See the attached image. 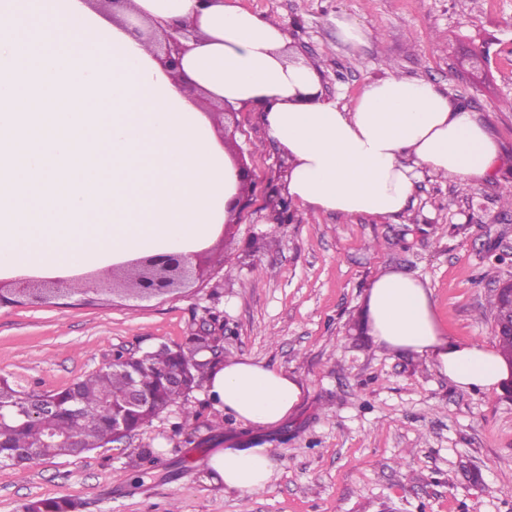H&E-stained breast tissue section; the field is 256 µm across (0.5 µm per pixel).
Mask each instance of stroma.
Listing matches in <instances>:
<instances>
[{"instance_id":"1","label":"stroma","mask_w":512,"mask_h":512,"mask_svg":"<svg viewBox=\"0 0 512 512\" xmlns=\"http://www.w3.org/2000/svg\"><path fill=\"white\" fill-rule=\"evenodd\" d=\"M278 21L291 55L321 74L323 101L351 107L369 82L395 73L431 82L479 112L504 162L476 186L423 174L394 219L314 212L291 203V161L260 109L245 106L220 135L252 174L245 208L195 258L202 269L145 302L124 290L32 300L0 281V377L21 391L56 392L111 363L184 344L209 330L221 362L249 359L296 375L300 407L275 426L215 410L204 389L133 432L38 466H0V512L68 497L79 512H512V395L464 390L425 358L376 343L362 323L366 291L387 269L427 281L445 333L497 348L487 302L512 279V0H224ZM372 31L354 48L337 15ZM219 448H262L272 478L250 494L214 484ZM145 449L158 461L137 475Z\"/></svg>"}]
</instances>
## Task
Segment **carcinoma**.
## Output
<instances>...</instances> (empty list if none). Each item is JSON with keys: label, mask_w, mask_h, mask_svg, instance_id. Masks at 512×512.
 I'll list each match as a JSON object with an SVG mask.
<instances>
[{"label": "carcinoma", "mask_w": 512, "mask_h": 512, "mask_svg": "<svg viewBox=\"0 0 512 512\" xmlns=\"http://www.w3.org/2000/svg\"><path fill=\"white\" fill-rule=\"evenodd\" d=\"M218 337L191 336L175 349L161 345L139 357L119 353L106 367L79 379L72 386L44 395L13 388L0 378V464L36 466L62 456L79 457L112 444V419L123 421L132 432L202 385L210 361L200 357L216 353ZM146 387L151 405L134 408L128 402L130 378ZM79 407L84 418L74 428L68 412ZM76 433L79 447L59 445ZM79 504L66 497L26 502L23 512H77Z\"/></svg>", "instance_id": "1"}]
</instances>
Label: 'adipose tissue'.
I'll return each instance as SVG.
<instances>
[{"instance_id": "ef3b65f1", "label": "adipose tissue", "mask_w": 512, "mask_h": 512, "mask_svg": "<svg viewBox=\"0 0 512 512\" xmlns=\"http://www.w3.org/2000/svg\"><path fill=\"white\" fill-rule=\"evenodd\" d=\"M191 24L199 39L168 73L129 20ZM279 23L223 0H0V278L71 279L139 255L192 254L221 229L240 178L210 104L263 106L288 154V193L322 212L395 218L418 174L486 179L499 145L476 112L430 82L364 86L352 108L322 102L319 72L288 56ZM363 321L387 348L418 354L462 389L512 370L481 343L446 338L432 291L396 270L373 279ZM214 408L271 426L306 397L293 375L247 359L214 365ZM215 483L264 488L260 448H221Z\"/></svg>"}]
</instances>
